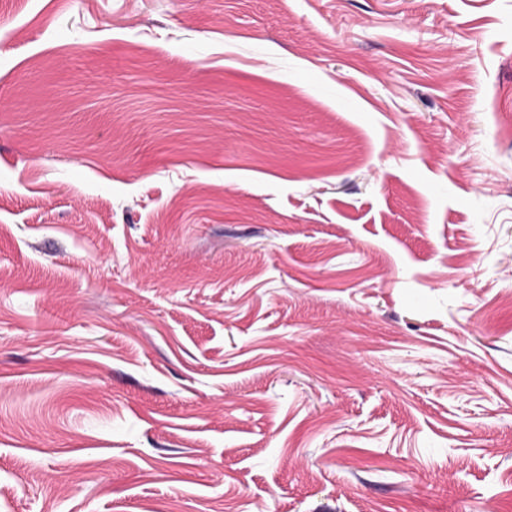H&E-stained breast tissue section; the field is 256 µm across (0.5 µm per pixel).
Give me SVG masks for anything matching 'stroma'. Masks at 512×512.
Here are the masks:
<instances>
[{"mask_svg":"<svg viewBox=\"0 0 512 512\" xmlns=\"http://www.w3.org/2000/svg\"><path fill=\"white\" fill-rule=\"evenodd\" d=\"M0 512H512V0H0Z\"/></svg>","mask_w":512,"mask_h":512,"instance_id":"stroma-1","label":"stroma"}]
</instances>
